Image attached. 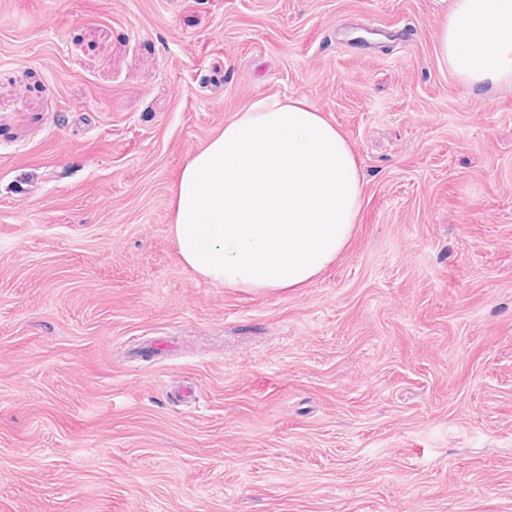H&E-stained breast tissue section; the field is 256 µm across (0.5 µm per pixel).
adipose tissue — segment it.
I'll return each mask as SVG.
<instances>
[{
    "label": "adipose tissue",
    "mask_w": 512,
    "mask_h": 512,
    "mask_svg": "<svg viewBox=\"0 0 512 512\" xmlns=\"http://www.w3.org/2000/svg\"><path fill=\"white\" fill-rule=\"evenodd\" d=\"M441 59L467 88L512 83V0H454ZM363 180L342 132L305 101L261 97L181 169L172 235L184 263L246 291L302 288L344 253Z\"/></svg>",
    "instance_id": "adipose-tissue-1"
}]
</instances>
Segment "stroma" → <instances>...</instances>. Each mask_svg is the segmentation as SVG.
Instances as JSON below:
<instances>
[{
    "label": "stroma",
    "mask_w": 512,
    "mask_h": 512,
    "mask_svg": "<svg viewBox=\"0 0 512 512\" xmlns=\"http://www.w3.org/2000/svg\"><path fill=\"white\" fill-rule=\"evenodd\" d=\"M453 0H0V512H512V85ZM364 201L303 288L181 260L171 190L266 95ZM438 49L469 89L512 83V0H454Z\"/></svg>",
    "instance_id": "35a3bbf8"
}]
</instances>
